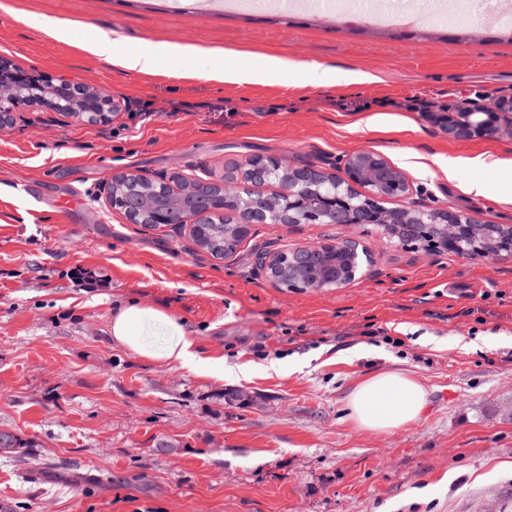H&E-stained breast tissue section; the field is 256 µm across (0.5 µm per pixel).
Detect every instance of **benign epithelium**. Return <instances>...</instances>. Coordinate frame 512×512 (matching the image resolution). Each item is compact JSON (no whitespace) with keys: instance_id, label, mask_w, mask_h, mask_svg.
<instances>
[{"instance_id":"obj_1","label":"benign epithelium","mask_w":512,"mask_h":512,"mask_svg":"<svg viewBox=\"0 0 512 512\" xmlns=\"http://www.w3.org/2000/svg\"><path fill=\"white\" fill-rule=\"evenodd\" d=\"M33 105L90 125L105 123L119 111L118 103L98 90L56 84L43 74L15 70L0 57V128ZM426 116L450 140L484 139L500 133L505 125L512 129V99L492 107L469 103L456 112H428ZM278 164L277 160L256 158L240 176L200 181L189 201L195 215L187 216L137 191L120 199L119 212L131 224L139 223L143 215L154 224L218 222L225 225L226 235L235 238L248 237L255 224H302L310 219L319 224H377L406 240L416 239L427 228L432 243L446 251L467 243L478 255L512 256V225L485 224L469 212L427 206L415 199L417 192L411 183L381 154L360 151L350 155L340 175L312 163H290L277 193L254 192L252 186L267 182ZM358 186L365 191L363 204L351 202ZM389 197L405 198L407 204L392 209L381 206ZM343 246V260L329 271L318 262L320 253L332 247L329 242L269 251L261 266L277 287L286 282L290 288H342L354 281L369 261L358 239L347 238Z\"/></svg>"}]
</instances>
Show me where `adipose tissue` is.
Instances as JSON below:
<instances>
[{
  "label": "adipose tissue",
  "mask_w": 512,
  "mask_h": 512,
  "mask_svg": "<svg viewBox=\"0 0 512 512\" xmlns=\"http://www.w3.org/2000/svg\"><path fill=\"white\" fill-rule=\"evenodd\" d=\"M84 48L126 70L144 74L155 72L159 56L203 54L195 46L168 44L119 54L114 50L111 31L103 29ZM110 337L113 344L149 364L182 369L200 377L227 375L240 380L249 373L247 366L228 367L223 358L200 355L184 320L162 306H147L136 300L124 303L112 318ZM428 400L426 387L416 377L403 371L386 370L363 377L350 392L346 409L359 429L385 433L415 423Z\"/></svg>",
  "instance_id": "ef3b65f1"
}]
</instances>
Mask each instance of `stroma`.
Instances as JSON below:
<instances>
[{"mask_svg":"<svg viewBox=\"0 0 512 512\" xmlns=\"http://www.w3.org/2000/svg\"><path fill=\"white\" fill-rule=\"evenodd\" d=\"M0 0V56L106 92L105 125L42 107L0 129V428L32 441L0 459L15 512H512V257H462L391 241L373 224H257L214 260L188 229L128 223L105 202L113 174L223 175L253 157L343 167L373 151L434 208L512 225V132L452 142L427 118L512 96V34L425 19L347 27L336 12L252 0ZM45 16L71 32L51 37ZM159 43L235 49L286 65L217 82L199 60L160 56L143 75L83 48ZM353 71L367 82L346 83ZM502 167L470 165L483 152ZM457 160L446 176L449 160ZM483 183L475 196L464 187ZM71 205L59 223L55 204ZM358 238L370 264L342 288L275 287L262 253ZM99 278L87 287L76 277ZM162 304L202 356L250 364L249 380L201 378L115 346L117 303ZM280 371H272L271 363ZM403 370L429 404L390 433L358 429L362 377Z\"/></svg>","mask_w":512,"mask_h":512,"instance_id":"obj_1","label":"stroma"}]
</instances>
